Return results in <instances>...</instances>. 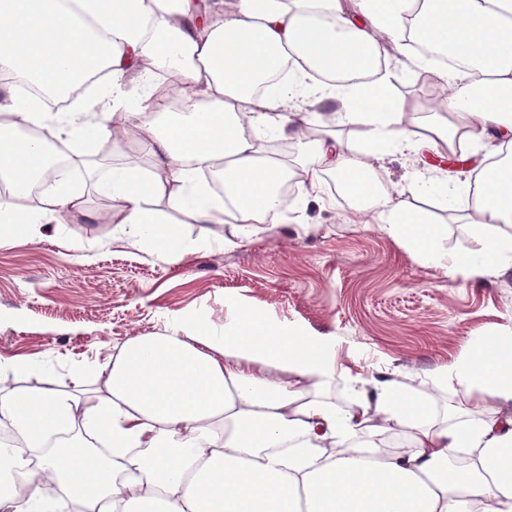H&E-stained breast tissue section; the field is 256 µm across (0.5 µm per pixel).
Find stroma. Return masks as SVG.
Returning a JSON list of instances; mask_svg holds the SVG:
<instances>
[{
    "label": "stroma",
    "mask_w": 512,
    "mask_h": 512,
    "mask_svg": "<svg viewBox=\"0 0 512 512\" xmlns=\"http://www.w3.org/2000/svg\"><path fill=\"white\" fill-rule=\"evenodd\" d=\"M412 62L404 45L386 58L388 93L403 102L420 99ZM107 140L102 131L86 133L82 163L63 178L81 195L83 213L40 226L33 240L0 241V376L27 361L17 385L94 390L101 363L130 338L187 336L200 322L222 331L230 299L282 327L335 337L340 362L398 370L414 390L477 337L512 336L511 272L472 286L437 271L378 223L360 222L350 199L326 186L320 201L288 205L278 223L248 226L240 246L225 245L222 225L181 219L184 242L204 248L164 263L128 245L122 225L103 218L108 201L98 184L111 168L95 157ZM426 166L423 155L388 152L376 185L400 191ZM408 202L444 224L439 251L477 250L461 211L424 192Z\"/></svg>",
    "instance_id": "stroma-1"
}]
</instances>
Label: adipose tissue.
I'll use <instances>...</instances> for the list:
<instances>
[{
    "mask_svg": "<svg viewBox=\"0 0 512 512\" xmlns=\"http://www.w3.org/2000/svg\"><path fill=\"white\" fill-rule=\"evenodd\" d=\"M415 0H0V71L55 89L99 67L109 71L95 109L51 116L43 102L17 93L0 103V235L27 238L36 224L61 222L81 209L79 195L50 187L30 195L45 156L43 142L115 121L138 162L113 168L99 185L117 207L126 240L169 264L188 255L173 214L199 224L234 216L229 236L281 216L280 184L303 173L308 192L330 172L351 185L363 212L417 259L466 282L512 270V0H424L417 20L424 40L461 56L448 71L425 57L416 67L449 89L446 114L409 130L402 103L389 98L388 76L361 88L326 82L325 74L368 68L386 57ZM335 17V26L315 21ZM291 62L292 74L271 94H256L262 74ZM177 70L180 85L156 72ZM145 78L135 106L124 101L130 75ZM184 100L168 125L159 114ZM334 111L292 110L298 98ZM328 121L323 137L287 160L269 154L258 132L298 139ZM360 126L374 143L426 149L437 158L495 142L499 159L470 171L477 189L476 255L438 252L439 225L419 208L378 189L374 164L359 142L336 130ZM219 176L216 194L207 174ZM224 333L145 335L131 339L100 369L98 398L51 387L14 388L0 417L41 447L50 432L96 427L92 444L67 447L29 466L14 448L0 463L25 469L28 482L80 492L85 512H512V336L496 347L472 345L452 367L429 377L431 388L455 381L477 396L462 424L434 417L428 395L404 390L397 373L363 378L337 366L328 336L293 332L260 311L231 304ZM368 381L371 390L344 409L322 393L336 378Z\"/></svg>",
    "mask_w": 512,
    "mask_h": 512,
    "instance_id": "1",
    "label": "adipose tissue"
}]
</instances>
